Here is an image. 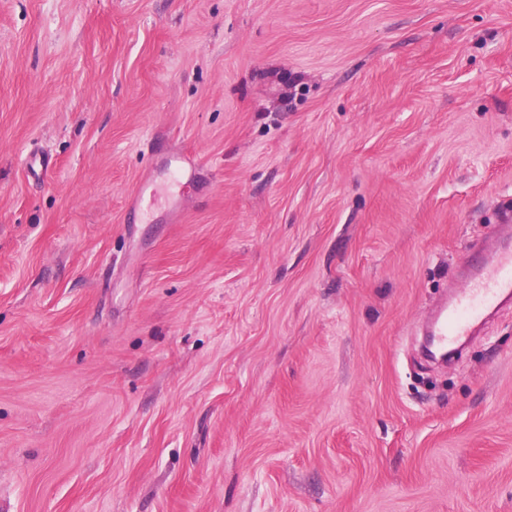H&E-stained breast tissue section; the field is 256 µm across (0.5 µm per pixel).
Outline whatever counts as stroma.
<instances>
[{
  "label": "stroma",
  "instance_id": "stroma-1",
  "mask_svg": "<svg viewBox=\"0 0 512 512\" xmlns=\"http://www.w3.org/2000/svg\"><path fill=\"white\" fill-rule=\"evenodd\" d=\"M506 213L512 0H0V512H512ZM512 220L500 225V232L483 257L468 261L465 284L430 320V336L443 349L471 335L485 312L504 300L512 299Z\"/></svg>",
  "mask_w": 512,
  "mask_h": 512
}]
</instances>
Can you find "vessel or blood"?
Returning a JSON list of instances; mask_svg holds the SVG:
<instances>
[{"label": "vessel or blood", "instance_id": "1", "mask_svg": "<svg viewBox=\"0 0 512 512\" xmlns=\"http://www.w3.org/2000/svg\"><path fill=\"white\" fill-rule=\"evenodd\" d=\"M467 268L463 288L428 324L430 335L444 348L470 336L489 308L512 299V224H501L495 242Z\"/></svg>", "mask_w": 512, "mask_h": 512}]
</instances>
